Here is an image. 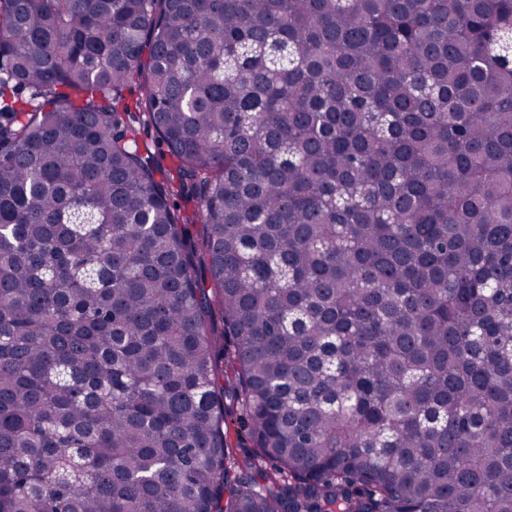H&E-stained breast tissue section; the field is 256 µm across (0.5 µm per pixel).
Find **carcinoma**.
I'll use <instances>...</instances> for the list:
<instances>
[{
	"mask_svg": "<svg viewBox=\"0 0 512 512\" xmlns=\"http://www.w3.org/2000/svg\"><path fill=\"white\" fill-rule=\"evenodd\" d=\"M0 512H512V0H0Z\"/></svg>",
	"mask_w": 512,
	"mask_h": 512,
	"instance_id": "carcinoma-1",
	"label": "carcinoma"
}]
</instances>
